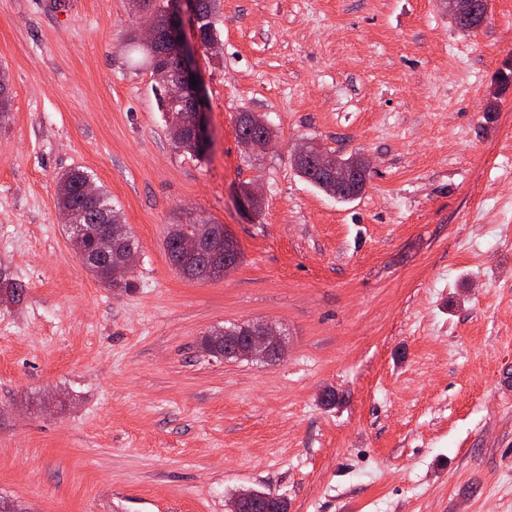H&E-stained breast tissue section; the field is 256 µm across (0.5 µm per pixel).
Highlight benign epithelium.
Returning <instances> with one entry per match:
<instances>
[{"instance_id":"7a95c632","label":"benign epithelium","mask_w":512,"mask_h":512,"mask_svg":"<svg viewBox=\"0 0 512 512\" xmlns=\"http://www.w3.org/2000/svg\"><path fill=\"white\" fill-rule=\"evenodd\" d=\"M443 4L448 16L458 23L470 25L472 29L479 27L488 19V0H443ZM182 6L186 7L190 14L189 21L194 43L198 47L201 46L200 24L203 23L202 15L206 11L205 0H171L163 23L148 29L146 41L162 43L160 63L174 61V76L165 85L167 103L180 108V112L184 114L183 125L190 128L194 138L203 143L205 142V125L201 111V89L193 86L190 80V75L193 74L192 48L182 37V14H180ZM244 127V145L256 150L267 148L270 134L266 132V124L246 123ZM294 162L313 165L324 177L336 182L338 186L349 184L361 176H368L366 164L351 168L342 163L335 154L325 152L313 143L300 146L294 153ZM124 235L125 225L104 224L91 245L82 248V256L92 262L108 254L114 241ZM136 257L137 251L128 250L116 260L111 276L116 278L129 275L134 270ZM169 257L174 263L193 259L205 264L211 260L206 249L205 238L200 234L180 238L169 252ZM241 327L244 342L239 343L236 339H231L227 352L242 349L250 359L267 362L283 359L284 341L282 332L277 327L266 324L255 329L245 323L241 324ZM253 509L269 512L267 502L258 500L254 491L243 490L230 500L228 512H251Z\"/></svg>"}]
</instances>
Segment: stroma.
<instances>
[{"label": "stroma", "instance_id": "stroma-1", "mask_svg": "<svg viewBox=\"0 0 512 512\" xmlns=\"http://www.w3.org/2000/svg\"><path fill=\"white\" fill-rule=\"evenodd\" d=\"M214 23L197 158L127 50L131 0H0V500L226 512L254 488L289 512H512V0L468 33L440 0H220ZM242 112L271 130L260 157ZM310 139L369 160L363 195L297 174ZM73 168L140 243L130 288L70 241ZM200 221L239 245L223 279L164 251ZM248 321L283 332L282 360L200 348ZM238 325L233 323L222 329H214L201 339V346L205 352L213 356L224 357V336H231Z\"/></svg>", "mask_w": 512, "mask_h": 512}]
</instances>
